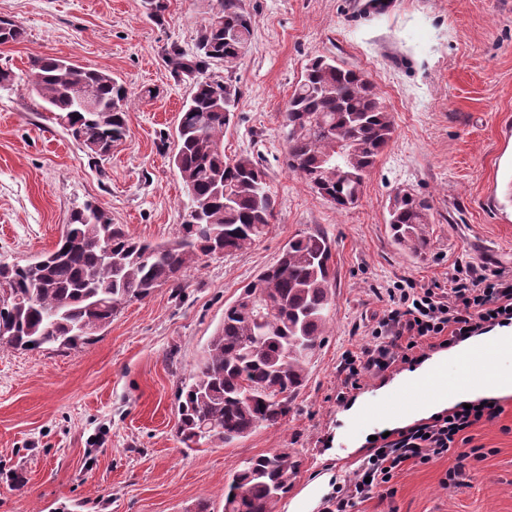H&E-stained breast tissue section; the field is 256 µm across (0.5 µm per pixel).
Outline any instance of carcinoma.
Wrapping results in <instances>:
<instances>
[{"label":"carcinoma","instance_id":"1","mask_svg":"<svg viewBox=\"0 0 512 512\" xmlns=\"http://www.w3.org/2000/svg\"><path fill=\"white\" fill-rule=\"evenodd\" d=\"M22 34L14 21L0 19L1 44ZM252 34L253 18L241 0H217L196 53L189 56L176 45L168 52L175 73L195 77L180 112L173 164L197 213H185L173 238L157 242L101 222L87 202L72 211L55 249L23 265L0 261L1 352L75 349L110 325L125 304L163 285L178 292L181 276L200 257L242 251L267 235L276 199L265 172L248 154H224V129L234 119L239 90L205 76L213 62L232 71ZM79 83L94 89L99 113L77 103L73 87ZM32 85L45 109L88 153L101 157L107 140L127 136L128 90L112 74L45 56L34 61ZM283 126L288 169L338 210L360 199L395 132L370 79L323 56L306 65ZM346 141L354 147L348 165L339 152ZM428 211L426 201L395 193L388 224L397 246L425 253ZM335 280L332 242L314 231L289 239L277 261L240 289L180 390L183 443L230 445L260 427L281 424L325 340ZM254 288L263 289L273 313H251L245 299ZM299 466L286 449L244 461L224 491V512H277Z\"/></svg>","mask_w":512,"mask_h":512}]
</instances>
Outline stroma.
<instances>
[{
  "mask_svg": "<svg viewBox=\"0 0 512 512\" xmlns=\"http://www.w3.org/2000/svg\"><path fill=\"white\" fill-rule=\"evenodd\" d=\"M0 0V17L23 29L0 44L15 77L0 90V257L24 262L58 243L71 211L98 203L113 223L148 240L173 237L182 182L172 164L179 114L193 77L173 72L167 50L194 51L215 0ZM252 42L233 71L207 77L240 92L224 133L227 155L253 156L277 199L268 234L251 248L202 262L180 296L160 287L126 305L81 347L0 353V512H224V487L243 460L285 448L302 465L280 512H321L331 485L353 474L376 426L358 403L381 399L399 366L336 400L344 351L369 343L380 302L374 288L402 277L450 278L459 264L512 268V0H242ZM61 56L105 70L128 86V137L94 158L53 120L32 89V64ZM318 55L360 70L393 116L395 134L359 202L339 212L286 166L283 111ZM429 205V247L414 255L387 224L396 190ZM333 243V323L283 424L229 446L188 447L176 432L178 393L240 288L304 231ZM499 420L471 430L483 461L463 486L441 485L448 460L408 466L394 497L356 512H512V395Z\"/></svg>",
  "mask_w": 512,
  "mask_h": 512,
  "instance_id": "35a3bbf8",
  "label": "stroma"
}]
</instances>
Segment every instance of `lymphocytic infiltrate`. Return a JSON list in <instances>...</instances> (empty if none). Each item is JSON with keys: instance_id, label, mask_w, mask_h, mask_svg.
<instances>
[{"instance_id": "1", "label": "lymphocytic infiltrate", "mask_w": 512, "mask_h": 512, "mask_svg": "<svg viewBox=\"0 0 512 512\" xmlns=\"http://www.w3.org/2000/svg\"><path fill=\"white\" fill-rule=\"evenodd\" d=\"M377 298L384 309L370 330V343L344 352L337 366V401L360 390L366 378L413 362L424 350L449 348L487 329L512 324V270L468 264L445 282L405 277ZM502 412L501 406L478 400L471 408L438 413L377 439L353 476L334 483L322 512H354L372 498L387 499L394 494L393 479L405 466L449 456L456 463L441 484L457 485L466 460L481 456L470 445L471 428Z\"/></svg>"}]
</instances>
